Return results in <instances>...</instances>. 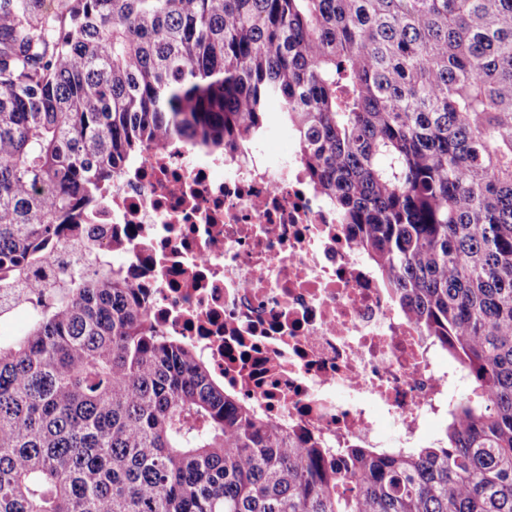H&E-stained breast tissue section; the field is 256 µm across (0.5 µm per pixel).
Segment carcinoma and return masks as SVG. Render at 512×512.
Segmentation results:
<instances>
[{
  "label": "carcinoma",
  "mask_w": 512,
  "mask_h": 512,
  "mask_svg": "<svg viewBox=\"0 0 512 512\" xmlns=\"http://www.w3.org/2000/svg\"><path fill=\"white\" fill-rule=\"evenodd\" d=\"M308 183L485 401L421 448L259 420L120 271L26 282L112 169L244 153L271 106ZM0 512H512V0H0Z\"/></svg>",
  "instance_id": "1"
}]
</instances>
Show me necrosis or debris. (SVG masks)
<instances>
[{
	"instance_id": "4bbe7bcc",
	"label": "necrosis or debris",
	"mask_w": 512,
	"mask_h": 512,
	"mask_svg": "<svg viewBox=\"0 0 512 512\" xmlns=\"http://www.w3.org/2000/svg\"><path fill=\"white\" fill-rule=\"evenodd\" d=\"M95 230L54 245L30 277L68 287L119 269L164 333L190 344L259 418L337 449L417 448L462 367L382 288L346 225L303 179L299 148L247 158L148 145L113 170Z\"/></svg>"
}]
</instances>
